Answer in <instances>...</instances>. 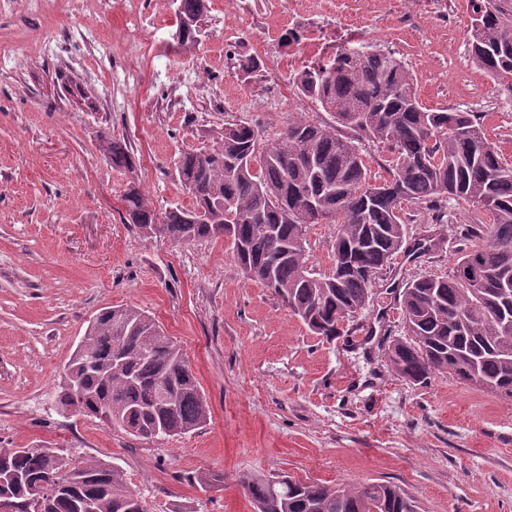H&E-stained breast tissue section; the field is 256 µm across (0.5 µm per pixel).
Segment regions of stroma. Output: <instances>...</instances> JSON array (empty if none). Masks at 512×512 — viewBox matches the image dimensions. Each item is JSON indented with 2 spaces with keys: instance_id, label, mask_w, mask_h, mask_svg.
<instances>
[{
  "instance_id": "1",
  "label": "stroma",
  "mask_w": 512,
  "mask_h": 512,
  "mask_svg": "<svg viewBox=\"0 0 512 512\" xmlns=\"http://www.w3.org/2000/svg\"><path fill=\"white\" fill-rule=\"evenodd\" d=\"M198 42L175 40V0L0 4V446L60 448L119 467L148 512H254L246 473L392 483L418 512H512V403L445 374L414 384L387 361L406 327L401 288L451 272L468 204L433 225L406 205L405 243L375 278L349 332L312 334L269 288L246 278L227 239L178 244L125 223L136 180L153 208H192L176 163L236 121L279 133L291 116H332L290 85L294 71L342 46L390 50L430 109L481 112L512 163V94L472 60L469 0H208ZM87 27L96 45L71 39ZM289 31L299 43L280 42ZM241 55L262 77L243 81ZM130 143L135 171L113 169L104 139ZM441 242L415 256L432 233ZM133 305L185 351L206 424L138 440L64 409L65 368L101 309ZM224 475L203 490L200 472Z\"/></svg>"
}]
</instances>
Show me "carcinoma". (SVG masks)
Returning a JSON list of instances; mask_svg holds the SVG:
<instances>
[{
    "label": "carcinoma",
    "mask_w": 512,
    "mask_h": 512,
    "mask_svg": "<svg viewBox=\"0 0 512 512\" xmlns=\"http://www.w3.org/2000/svg\"><path fill=\"white\" fill-rule=\"evenodd\" d=\"M175 38L198 42L206 0H177ZM472 60L512 92V0H479L466 27ZM244 80L260 62L238 59ZM294 93L320 104L334 123L292 118L267 138L247 122L211 133L203 152H185L179 180L191 209L157 212L136 182L122 196L126 220L176 243L223 236L248 279L271 289L310 332L333 340L340 320L367 305L372 280L404 245L403 205L447 199L492 215L474 218L469 245L446 276H423L399 292L407 338L387 356L402 378L423 384L435 373L482 385L512 402V166L503 159L480 112L431 110L392 51L336 50L326 62L294 71ZM392 154L388 177L374 179L365 142ZM112 168L134 172L126 141H104ZM258 165L252 170L250 163ZM334 224L333 250L346 248L345 269L310 265L306 228ZM69 367L83 387L76 402L62 386L59 402L79 413L107 415L111 425L139 440L187 434L207 422L210 407L180 346L143 310L103 309L88 327ZM70 470L60 448H0V494L17 512H146L123 471L97 458ZM254 512H416L414 501L390 483L336 486L259 473L242 477Z\"/></svg>",
    "instance_id": "carcinoma-1"
}]
</instances>
